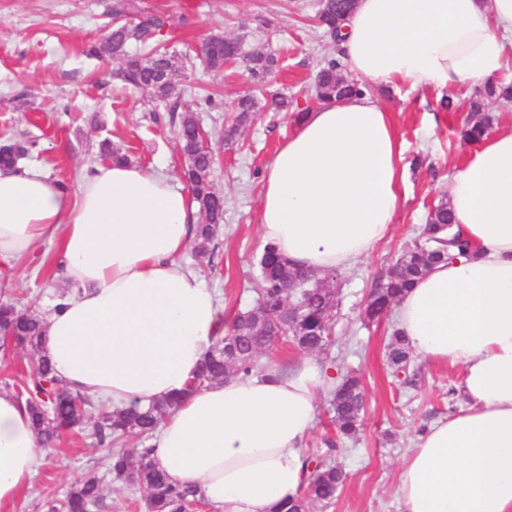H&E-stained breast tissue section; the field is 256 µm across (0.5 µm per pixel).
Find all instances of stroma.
I'll return each instance as SVG.
<instances>
[{
  "instance_id": "obj_1",
  "label": "stroma",
  "mask_w": 512,
  "mask_h": 512,
  "mask_svg": "<svg viewBox=\"0 0 512 512\" xmlns=\"http://www.w3.org/2000/svg\"><path fill=\"white\" fill-rule=\"evenodd\" d=\"M115 0H0V144L33 142L27 163L51 179L74 187L78 172L102 164L99 144L109 140L131 163L181 178L186 162L177 147L176 127L164 111H154L145 93L126 89L112 76L117 64L87 57L85 45L112 19ZM168 19L165 46L182 59L175 78L181 107L212 136L216 154L215 188L224 195V221L208 254L187 249L184 262L216 290L227 316L250 308L260 286L258 260L262 175L295 127L294 112L260 111L232 143L221 140L236 100L255 92L245 63L207 69L199 47L213 34L245 35V51L261 49L278 59L264 95L287 96L300 107L317 108L312 95L315 72L333 57L335 46L316 21L319 0H134L131 18L141 11ZM476 86L450 89L460 104L455 112L439 107L443 94L406 85L376 90L401 135L405 179L403 204L390 237L349 270L337 273L339 306L334 318L336 373L357 370L366 404L358 435L343 440L335 455L346 479L331 504H312L309 512H399L396 491L400 467L423 428L461 409L456 389L463 369L413 356L415 385L397 379L388 364L393 317L363 320L371 289L386 278L397 258L419 234L431 204L445 198L448 176L466 157L457 131ZM214 95L216 104L204 103ZM42 258L24 275L0 279V294L22 308L47 311L65 289L46 245ZM105 449L88 433H70L45 453L30 485L8 512H43L44 502L60 495L90 467H102Z\"/></svg>"
}]
</instances>
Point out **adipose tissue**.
Listing matches in <instances>:
<instances>
[{"instance_id": "adipose-tissue-1", "label": "adipose tissue", "mask_w": 512, "mask_h": 512, "mask_svg": "<svg viewBox=\"0 0 512 512\" xmlns=\"http://www.w3.org/2000/svg\"><path fill=\"white\" fill-rule=\"evenodd\" d=\"M337 49L359 81L445 89L512 60V0H358ZM402 142L371 95L304 113L263 176V243L299 267L343 271L386 239L402 205ZM466 258L431 266L394 309L416 355L462 365L458 412L432 423L404 460L401 512H512V131L486 132L448 180ZM197 204L167 174L125 162L74 190L40 170H0V265L22 270L47 243L77 288L45 323L58 380L117 407L179 397L153 441L155 465L197 485L221 512H277L307 482L304 444L337 384L313 358L199 389L225 332L214 293L180 256ZM25 404L0 393V508L37 472Z\"/></svg>"}]
</instances>
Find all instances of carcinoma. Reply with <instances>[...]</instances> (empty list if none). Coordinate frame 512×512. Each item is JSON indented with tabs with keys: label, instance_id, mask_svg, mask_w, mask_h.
Returning a JSON list of instances; mask_svg holds the SVG:
<instances>
[{
	"label": "carcinoma",
	"instance_id": "1",
	"mask_svg": "<svg viewBox=\"0 0 512 512\" xmlns=\"http://www.w3.org/2000/svg\"><path fill=\"white\" fill-rule=\"evenodd\" d=\"M357 0H322L319 23L335 35L342 23L355 9ZM167 20L162 14H144L136 22L113 23L95 42L86 46L85 54L99 59L112 58L118 62L116 77L124 84L148 93L150 101L175 113L180 107V93L174 83L179 69L178 59L165 48L157 47ZM135 44L151 48L145 55H131L127 47ZM202 54L207 67L220 70L227 61L236 58L247 63L251 78L263 82L275 67L276 59L262 50L246 54L240 37L211 35L203 44ZM345 65L337 58L328 60L315 78L318 100L340 101L349 96L364 94L368 87L343 74ZM512 102V83L489 81L468 103L469 116L460 128V144L465 146L492 128L493 103ZM258 103L250 94L237 101L236 124L224 130V140L235 138L238 126L246 123L257 111ZM201 127L193 116L180 117L177 140L181 154L187 159L184 170L193 199L198 206V225L195 251L202 255L209 251L216 227L224 220V197L216 191L212 172L214 161L201 144ZM34 143L9 141L0 146V168L15 167L26 158ZM420 244L408 247L396 261L389 277L372 290L364 308V316L377 321L391 309L409 288L433 264L448 259V250L459 255L471 252V243L453 231L448 202L440 200L428 211L421 232ZM261 265L262 288L257 291L252 310L256 317L245 318L237 313L224 336L208 350L202 363L197 383H221L232 375H247L258 369L257 358L270 349L275 340L262 324L279 319L281 306L292 304L298 311V325L292 329L282 324L285 340L304 353L331 354L335 344L334 321L329 319L334 307L332 285L322 283L319 274L291 265L278 256L275 247L266 245ZM298 283L293 295H288V281ZM10 335L0 338L3 355L13 350H27L31 354L29 371L24 380L13 385V396L25 402L33 430L44 448H52L68 433L91 426L90 436L100 448L109 449L107 475L111 482L131 483L138 487L146 500L149 512H187L194 503L203 501L197 486L172 480L153 464L152 446L148 441L160 424L177 407L178 399L155 401L145 407L134 405L127 409L110 411L96 406L88 397L69 390L52 375L48 360L40 355L44 318L21 309L7 298L0 301V326ZM388 359L397 372L408 374L410 348L399 333H393ZM365 398L361 379L348 371L336 389L330 391V406L336 420V435L352 437L361 425ZM141 437V443L124 447L127 436ZM309 481L299 497L282 507L284 512H309L315 501L331 502L343 485L345 473L332 460L323 457L311 459ZM104 478L94 473L83 476L62 498L45 502L46 512H102L107 507Z\"/></svg>",
	"mask_w": 512,
	"mask_h": 512
}]
</instances>
